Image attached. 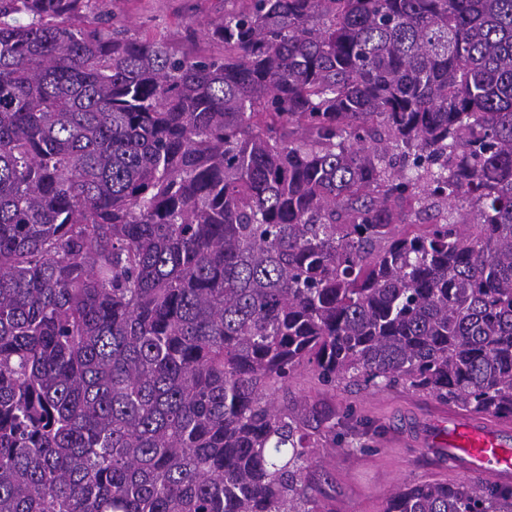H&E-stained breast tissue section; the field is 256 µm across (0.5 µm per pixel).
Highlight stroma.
Listing matches in <instances>:
<instances>
[{
	"label": "stroma",
	"mask_w": 512,
	"mask_h": 512,
	"mask_svg": "<svg viewBox=\"0 0 512 512\" xmlns=\"http://www.w3.org/2000/svg\"><path fill=\"white\" fill-rule=\"evenodd\" d=\"M113 13L148 37H166L180 50L202 54L209 46L187 38L188 26L214 22L246 0H110ZM287 400L308 401L336 415L341 448L319 451L324 502L329 512H382L386 497L405 483L456 481L448 459L421 443L440 422L466 412L435 397L401 387L380 391L321 386L308 369L288 384Z\"/></svg>",
	"instance_id": "35a3bbf8"
}]
</instances>
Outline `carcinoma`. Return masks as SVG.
I'll return each instance as SVG.
<instances>
[{
    "instance_id": "carcinoma-1",
    "label": "carcinoma",
    "mask_w": 512,
    "mask_h": 512,
    "mask_svg": "<svg viewBox=\"0 0 512 512\" xmlns=\"http://www.w3.org/2000/svg\"><path fill=\"white\" fill-rule=\"evenodd\" d=\"M98 2L0 0V512H325L303 366L512 421V0ZM110 1V0H107ZM245 0H111L112 13L147 37L165 36L182 51L202 54L209 44L187 39V26L224 18V11L245 7Z\"/></svg>"
}]
</instances>
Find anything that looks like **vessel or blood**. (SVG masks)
Listing matches in <instances>:
<instances>
[{
  "label": "vessel or blood",
  "mask_w": 512,
  "mask_h": 512,
  "mask_svg": "<svg viewBox=\"0 0 512 512\" xmlns=\"http://www.w3.org/2000/svg\"><path fill=\"white\" fill-rule=\"evenodd\" d=\"M424 444L447 449L449 459L459 463L467 475L512 478V435L495 425L480 420L457 422L434 430Z\"/></svg>",
  "instance_id": "vessel-or-blood-1"
}]
</instances>
